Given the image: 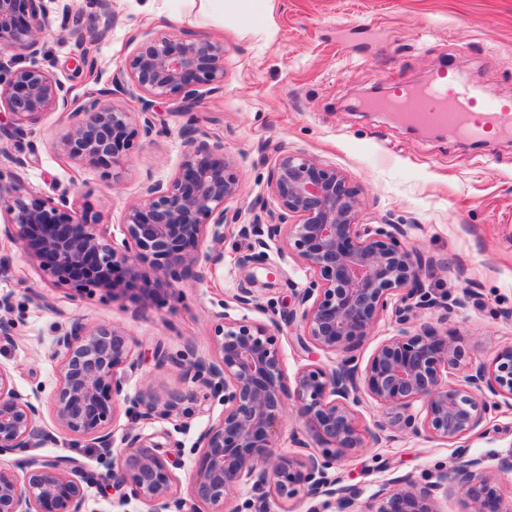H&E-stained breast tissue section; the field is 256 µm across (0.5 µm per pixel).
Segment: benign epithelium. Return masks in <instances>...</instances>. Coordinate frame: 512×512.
<instances>
[{
    "instance_id": "7a95c632",
    "label": "benign epithelium",
    "mask_w": 512,
    "mask_h": 512,
    "mask_svg": "<svg viewBox=\"0 0 512 512\" xmlns=\"http://www.w3.org/2000/svg\"><path fill=\"white\" fill-rule=\"evenodd\" d=\"M53 4L62 28L82 26L64 0H0V109L10 115L17 137L25 124L61 110L70 115L62 139L69 155L116 166L134 138L150 140L156 133L154 100L177 94L188 108L201 87L224 85V44L146 32L124 69L74 102L69 88L37 63ZM116 93L139 94L138 118L110 102ZM184 136L188 152L177 173L167 182L147 179L142 199L126 209L122 246L99 228V214L66 187L48 196L0 186V235L21 245L55 285L75 293L93 286L115 296L132 292L126 282L149 271L160 281L202 279L204 242L223 245L225 226L238 224L239 233L256 237L259 247L277 240L281 254L301 262L308 285L294 291L288 324H296L302 350L341 359L331 370L305 365L290 379L277 347V321L264 325L218 315L214 354L193 358L184 369L224 405L190 448V499L177 496V465L161 452L166 444L133 428L121 437L122 451L104 475L107 485L129 489L148 512H241L232 505L241 491L253 497L254 512H269V500L287 501L300 491L324 498V510L336 503L341 512H439V496L453 484L465 496L466 512H507L496 480L512 475L511 458L492 468L482 457H468L454 471L440 470L423 482L394 477L363 506L362 491L342 486L330 470L387 431L425 433L449 443L487 431L490 416L503 408L512 412V345L454 378L462 357L448 335L429 323L412 329L419 312L444 302L423 285L424 272L436 261L402 245L404 225L363 223L362 200L347 175L300 152L281 154L269 170L278 223L266 225L256 213L242 224L241 212L226 207L239 179L224 141L192 128ZM390 307L399 328L362 368L355 351ZM54 355L60 359L56 423L105 445L113 438L109 427L120 401L132 399L139 418L150 421L178 412L194 396L191 390L174 393L162 405L147 390L129 397L126 386L139 362L125 332L110 324L73 319L56 337ZM365 396L385 410L371 428L361 427L357 417ZM290 407L326 443L322 452L311 453L302 442L296 453L276 452ZM39 417V406L0 367V458L13 457L12 467L0 466V512H86L91 480L76 459L51 462L30 454L51 439L37 425Z\"/></svg>"
}]
</instances>
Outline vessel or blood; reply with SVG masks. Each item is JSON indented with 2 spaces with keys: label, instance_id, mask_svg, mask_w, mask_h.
Instances as JSON below:
<instances>
[{
  "label": "vessel or blood",
  "instance_id": "1",
  "mask_svg": "<svg viewBox=\"0 0 512 512\" xmlns=\"http://www.w3.org/2000/svg\"><path fill=\"white\" fill-rule=\"evenodd\" d=\"M380 107L400 110L412 125L436 128L462 137L485 139L512 133V106L478 100L452 74H438L427 87L396 90Z\"/></svg>",
  "mask_w": 512,
  "mask_h": 512
}]
</instances>
